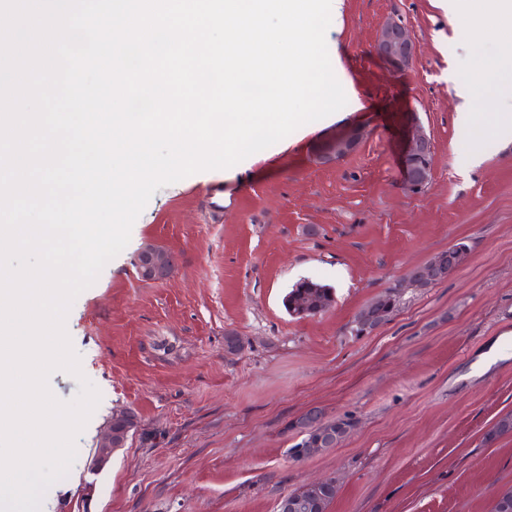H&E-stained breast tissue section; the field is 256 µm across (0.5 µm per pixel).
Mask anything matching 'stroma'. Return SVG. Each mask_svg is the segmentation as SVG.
<instances>
[{
  "label": "stroma",
  "instance_id": "stroma-1",
  "mask_svg": "<svg viewBox=\"0 0 512 512\" xmlns=\"http://www.w3.org/2000/svg\"><path fill=\"white\" fill-rule=\"evenodd\" d=\"M402 21L416 46L398 67L373 46ZM502 20L480 34L448 23L441 0H344L326 31L336 77L358 105L307 123L233 167L162 187L127 246L74 300L65 321L101 398L54 483L71 512H276L279 499L334 478L328 512H491L512 487V434L486 441L512 413V138L492 127L483 69L512 52ZM471 124L459 123L458 84ZM416 115L433 145L432 176L411 189L403 127ZM356 130V147L321 162L320 145ZM482 162L464 167L471 153ZM224 186V209L208 195ZM460 266L430 288L413 269L457 242ZM172 254L163 278L136 268L147 247ZM302 279L330 285L332 306L297 319L282 305ZM400 301L369 334L356 313L395 282ZM242 341L224 349L226 333ZM316 409L350 420L337 447L297 461L290 424ZM134 428L101 471L92 453L113 416ZM93 484L90 500L80 490Z\"/></svg>",
  "mask_w": 512,
  "mask_h": 512
}]
</instances>
